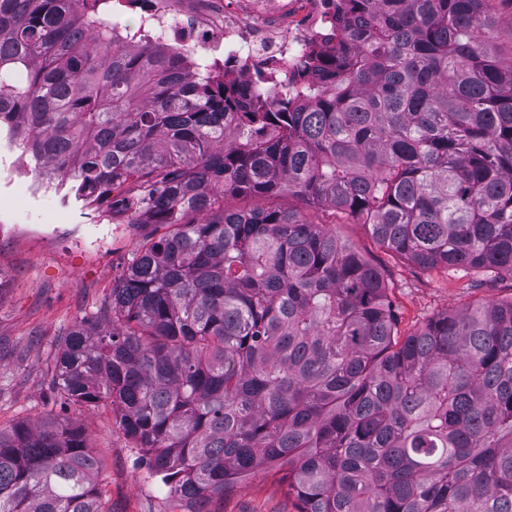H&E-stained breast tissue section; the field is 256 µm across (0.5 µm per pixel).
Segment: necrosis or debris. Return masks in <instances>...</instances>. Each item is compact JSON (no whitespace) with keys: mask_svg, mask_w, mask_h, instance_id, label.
Returning a JSON list of instances; mask_svg holds the SVG:
<instances>
[{"mask_svg":"<svg viewBox=\"0 0 512 512\" xmlns=\"http://www.w3.org/2000/svg\"><path fill=\"white\" fill-rule=\"evenodd\" d=\"M339 0H224L223 13L202 16L184 0H116L137 24L113 19L126 40L178 48L191 59L213 58L231 83H261L276 95L304 57L333 44Z\"/></svg>","mask_w":512,"mask_h":512,"instance_id":"obj_1","label":"necrosis or debris"}]
</instances>
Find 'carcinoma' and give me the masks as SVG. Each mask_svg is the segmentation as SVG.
Returning a JSON list of instances; mask_svg holds the SVG:
<instances>
[{"label":"carcinoma","mask_w":512,"mask_h":512,"mask_svg":"<svg viewBox=\"0 0 512 512\" xmlns=\"http://www.w3.org/2000/svg\"><path fill=\"white\" fill-rule=\"evenodd\" d=\"M485 0H344L273 98L127 44L111 0H0V130L138 237L52 386L170 497L275 469L297 512H512V298L398 336L392 286L283 196L422 270L512 275V65ZM80 426L0 428V512H112Z\"/></svg>","instance_id":"obj_1"}]
</instances>
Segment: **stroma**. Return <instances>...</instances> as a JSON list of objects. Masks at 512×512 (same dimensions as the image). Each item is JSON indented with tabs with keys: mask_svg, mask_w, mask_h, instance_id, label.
<instances>
[{
	"mask_svg": "<svg viewBox=\"0 0 512 512\" xmlns=\"http://www.w3.org/2000/svg\"><path fill=\"white\" fill-rule=\"evenodd\" d=\"M11 144L0 134V427L19 422L69 420L80 425L89 448L102 459L97 482L112 512H189L151 478L140 453L111 408L63 405L51 387L62 333L93 315L109 299L136 238L105 212L88 210L54 187L32 191L29 164L10 175ZM283 207L310 222L334 224L337 235L364 255L384 261L394 283L397 330L405 336L428 319L452 310L512 298V275L485 270L423 271L387 257L367 228L336 220L331 209L292 197ZM207 512H296L286 485L267 471L211 500Z\"/></svg>",
	"mask_w": 512,
	"mask_h": 512,
	"instance_id": "stroma-1",
	"label": "stroma"
}]
</instances>
